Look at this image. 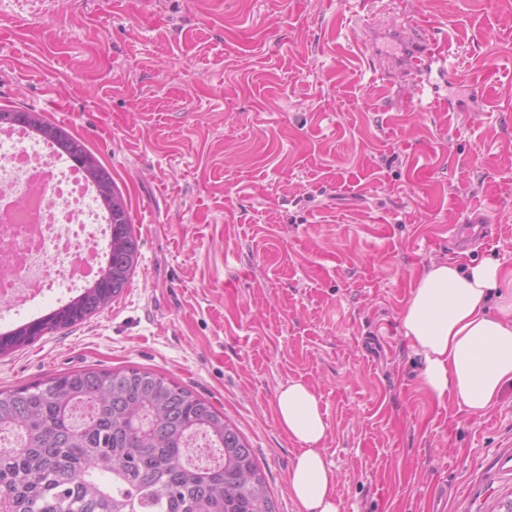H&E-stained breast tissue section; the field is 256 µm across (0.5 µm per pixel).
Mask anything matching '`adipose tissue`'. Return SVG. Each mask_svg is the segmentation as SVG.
Here are the masks:
<instances>
[{
	"label": "adipose tissue",
	"instance_id": "adipose-tissue-1",
	"mask_svg": "<svg viewBox=\"0 0 512 512\" xmlns=\"http://www.w3.org/2000/svg\"><path fill=\"white\" fill-rule=\"evenodd\" d=\"M400 322L420 358L421 385L436 399L452 398L480 416L512 388V267L431 264L417 277ZM276 411L302 447L288 477L299 512H339L336 474L320 449L327 423L319 396L288 382L277 392Z\"/></svg>",
	"mask_w": 512,
	"mask_h": 512
}]
</instances>
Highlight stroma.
Instances as JSON below:
<instances>
[{"instance_id": "1", "label": "stroma", "mask_w": 512, "mask_h": 512, "mask_svg": "<svg viewBox=\"0 0 512 512\" xmlns=\"http://www.w3.org/2000/svg\"><path fill=\"white\" fill-rule=\"evenodd\" d=\"M431 25L454 81L392 96L359 39ZM0 110L81 138L138 264L83 324L0 357V389L163 374L237 424L298 512L291 380L321 399L340 512H492L512 388L476 417L421 387L400 314L431 263L512 267V0H0ZM482 207L490 239L448 248Z\"/></svg>"}]
</instances>
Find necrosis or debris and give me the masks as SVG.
Segmentation results:
<instances>
[{
    "instance_id": "4bbe7bcc",
    "label": "necrosis or debris",
    "mask_w": 512,
    "mask_h": 512,
    "mask_svg": "<svg viewBox=\"0 0 512 512\" xmlns=\"http://www.w3.org/2000/svg\"><path fill=\"white\" fill-rule=\"evenodd\" d=\"M108 223L80 170L27 130L0 132V305L91 280Z\"/></svg>"
}]
</instances>
